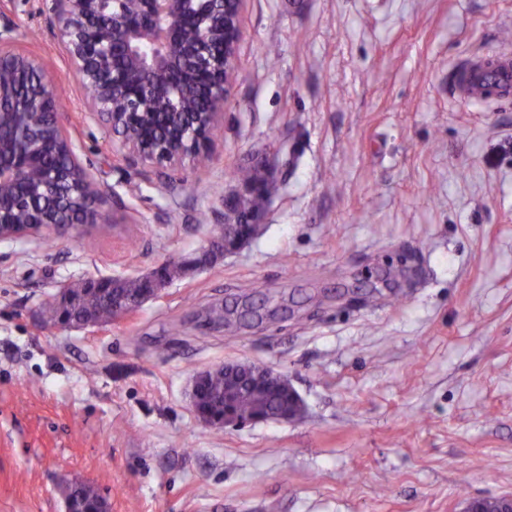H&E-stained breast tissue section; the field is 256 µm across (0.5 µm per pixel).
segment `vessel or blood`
<instances>
[{
    "label": "vessel or blood",
    "instance_id": "obj_1",
    "mask_svg": "<svg viewBox=\"0 0 512 512\" xmlns=\"http://www.w3.org/2000/svg\"><path fill=\"white\" fill-rule=\"evenodd\" d=\"M451 85L455 94L472 102L512 95V54L499 52L468 60L454 71Z\"/></svg>",
    "mask_w": 512,
    "mask_h": 512
}]
</instances>
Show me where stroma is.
<instances>
[{
  "instance_id": "obj_1",
  "label": "stroma",
  "mask_w": 512,
  "mask_h": 512,
  "mask_svg": "<svg viewBox=\"0 0 512 512\" xmlns=\"http://www.w3.org/2000/svg\"><path fill=\"white\" fill-rule=\"evenodd\" d=\"M0 0L43 59L107 224L0 240V512H462L512 494V97L454 96L452 67L512 50V0H245L238 73L203 169L110 164L112 137L46 25ZM277 152L262 232L131 317L57 329L79 279L193 257L233 173ZM254 298L262 322L211 310ZM228 361L285 375L295 421L217 429L190 405Z\"/></svg>"
}]
</instances>
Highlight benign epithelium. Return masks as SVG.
Instances as JSON below:
<instances>
[{"mask_svg": "<svg viewBox=\"0 0 512 512\" xmlns=\"http://www.w3.org/2000/svg\"><path fill=\"white\" fill-rule=\"evenodd\" d=\"M243 0H50L48 24L65 51L79 83L91 90L84 108L115 136L112 162L144 170H174L199 150L216 151L217 132L224 124V103L235 82L242 39ZM14 22L0 29V56L14 52L9 65L0 63V188L15 196L0 199V239L47 240L88 224H98L109 186L93 180L84 168L67 129L58 118L56 86L39 56L17 47L10 36ZM203 96L201 109L195 99ZM162 98L168 107L155 109ZM158 129L163 137L146 145L138 126ZM57 129L68 168L44 170L40 187L29 182V172L45 146L47 130ZM252 192L241 188L224 198V223L203 249L225 255L252 239L250 225L232 209V200ZM181 260H168L146 274L147 288L135 303L113 304L120 316L162 290L164 269ZM57 308L52 325L58 329L92 320H78L68 288L52 296ZM231 369L224 386L223 411L203 407L198 392L209 371L194 375L190 403L196 418L210 427H226L268 420L292 421L304 412V403L286 376L252 362L224 363ZM274 377L288 389V409L242 412L239 392L266 387Z\"/></svg>", "mask_w": 512, "mask_h": 512, "instance_id": "benign-epithelium-1", "label": "benign epithelium"}]
</instances>
